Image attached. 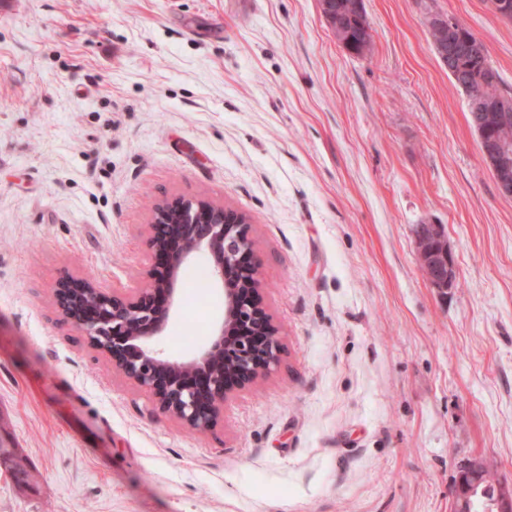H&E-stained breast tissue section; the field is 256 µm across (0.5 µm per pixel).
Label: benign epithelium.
Returning a JSON list of instances; mask_svg holds the SVG:
<instances>
[{
    "instance_id": "7a95c632",
    "label": "benign epithelium",
    "mask_w": 512,
    "mask_h": 512,
    "mask_svg": "<svg viewBox=\"0 0 512 512\" xmlns=\"http://www.w3.org/2000/svg\"><path fill=\"white\" fill-rule=\"evenodd\" d=\"M432 26L443 62L467 59L465 71L483 73L486 91L469 99V111L498 192L512 198V129L505 122L491 130L482 121L487 112L512 113V99L494 90L496 79L484 64L481 39H462L464 25L444 15L433 17ZM150 229L151 249L167 258L162 270H150L144 284L126 295L109 294L91 277L66 275L54 287L56 305L62 319L84 333L162 414L206 434L220 422L224 402L233 393L248 389L278 366L279 330L256 299L259 270L244 261L252 253V241L249 225L238 214L205 200L178 199L154 208ZM414 236L429 285L441 295L448 293L456 283L457 266L444 226L419 224ZM201 249L211 257L213 283L224 291V319L192 358L172 360L157 348V340L174 312L180 271ZM487 471L488 465L478 459L460 465L452 512H477ZM494 487L483 512H512V486L497 480Z\"/></svg>"
}]
</instances>
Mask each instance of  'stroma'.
Segmentation results:
<instances>
[{
  "mask_svg": "<svg viewBox=\"0 0 512 512\" xmlns=\"http://www.w3.org/2000/svg\"><path fill=\"white\" fill-rule=\"evenodd\" d=\"M372 54L319 0H0V512H450L460 463L512 482V198L425 19L483 39L487 0H363ZM245 215L279 365L205 435L160 414L59 316L64 275L118 293L161 260L155 205ZM444 225L439 295L414 229ZM178 288L158 346L224 313ZM4 453L7 454L9 463L5 466L13 472L17 483L20 486L31 487L30 484L35 482V476L27 464L26 458L20 454L17 448H4Z\"/></svg>",
  "mask_w": 512,
  "mask_h": 512,
  "instance_id": "35a3bbf8",
  "label": "stroma"
}]
</instances>
